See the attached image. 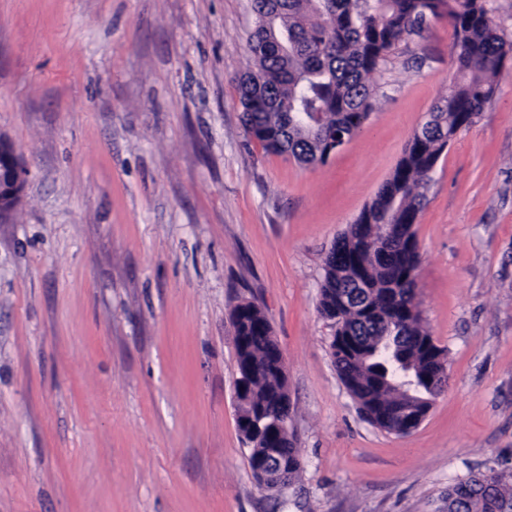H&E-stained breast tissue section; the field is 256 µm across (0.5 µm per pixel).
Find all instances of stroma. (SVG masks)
Here are the masks:
<instances>
[{"instance_id":"1","label":"stroma","mask_w":512,"mask_h":512,"mask_svg":"<svg viewBox=\"0 0 512 512\" xmlns=\"http://www.w3.org/2000/svg\"><path fill=\"white\" fill-rule=\"evenodd\" d=\"M251 0H0V134L31 175L0 224V512H448L512 470V61L444 150L416 224L448 386L398 436L359 412L319 311L324 259L454 74L431 20L373 111L308 167L247 134ZM268 316L302 471L248 465L231 312Z\"/></svg>"}]
</instances>
